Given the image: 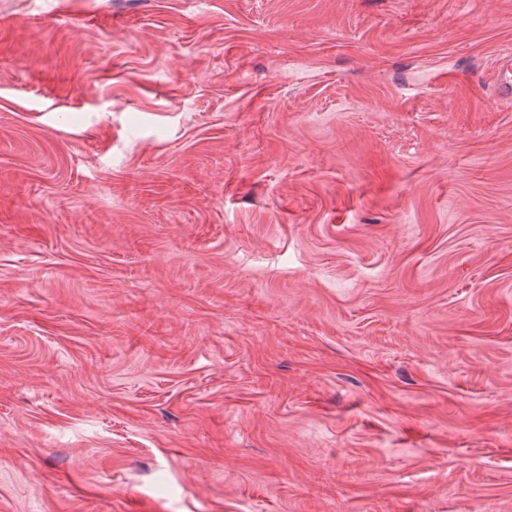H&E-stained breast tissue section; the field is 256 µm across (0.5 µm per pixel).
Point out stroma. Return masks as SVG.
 Segmentation results:
<instances>
[{
    "label": "stroma",
    "instance_id": "35a3bbf8",
    "mask_svg": "<svg viewBox=\"0 0 512 512\" xmlns=\"http://www.w3.org/2000/svg\"><path fill=\"white\" fill-rule=\"evenodd\" d=\"M512 0H0V512H512ZM493 83L500 97H508L512 91V50H502L493 61ZM508 99V98H507Z\"/></svg>",
    "mask_w": 512,
    "mask_h": 512
}]
</instances>
